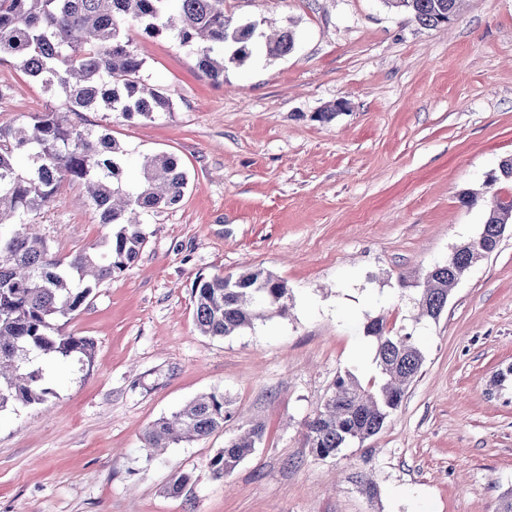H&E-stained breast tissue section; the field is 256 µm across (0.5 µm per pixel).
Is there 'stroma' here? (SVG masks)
I'll list each match as a JSON object with an SVG mask.
<instances>
[{
    "label": "stroma",
    "mask_w": 512,
    "mask_h": 512,
    "mask_svg": "<svg viewBox=\"0 0 512 512\" xmlns=\"http://www.w3.org/2000/svg\"><path fill=\"white\" fill-rule=\"evenodd\" d=\"M232 25L291 28L284 57L255 47L201 77L168 34L135 35L148 83L174 109L152 119L87 112L130 162L174 155L182 200L144 217L147 241L124 272L61 319L92 359L50 362L45 403L0 412V512H496L512 487V237L474 263L438 322L391 423L327 459L302 434L337 375L373 374L363 325L409 313L398 275L446 259L480 232L459 202L512 156V0H469L422 28L383 0H224ZM0 125L51 100L0 63ZM331 122L316 114L337 101ZM80 184L38 215L53 251L109 232ZM273 272L285 315L212 339L195 326L196 277ZM214 390L236 411L223 431L154 453L143 435ZM261 425L227 477L210 467L239 426ZM192 482L167 490L176 473ZM367 474L373 496L359 490Z\"/></svg>",
    "instance_id": "35a3bbf8"
}]
</instances>
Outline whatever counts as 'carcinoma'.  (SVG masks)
<instances>
[{"label":"carcinoma","instance_id":"carcinoma-1","mask_svg":"<svg viewBox=\"0 0 512 512\" xmlns=\"http://www.w3.org/2000/svg\"><path fill=\"white\" fill-rule=\"evenodd\" d=\"M410 12L426 28L457 17L465 0H384ZM173 34L197 56L198 69L214 84L224 82V54L246 61L256 30L232 27L224 0H0V63L12 62L62 100L17 123L0 126V412L17 404L47 401L44 369L34 358H89L93 344L65 335L57 321L78 311L94 288L130 267L146 240L142 216L181 201L188 177L178 159L158 153L139 163L135 185L126 178L127 152L110 134L83 126L84 112H110L117 119H152L173 111L172 94L143 78L144 61L131 31ZM270 56L295 46L291 30L264 36ZM21 160L25 169L18 168ZM69 180L85 186L99 223L112 232L90 247L68 254L52 251L37 232L36 216ZM512 224V199L485 206L480 235L457 247L448 259L417 275H399L415 314L412 325L395 328L383 317L363 326L375 346L374 379L364 384L347 370L305 423V436L318 458L340 453L378 434L402 406L420 373L424 353L417 326L439 320L448 297L478 256L494 253L500 228ZM196 326L210 337L252 329L256 321L283 315L288 287L271 272L197 277L192 286ZM235 412L224 394H203L144 434L156 452L172 444L205 438L224 429ZM263 429L240 430L211 461L215 476L230 475L260 442Z\"/></svg>","mask_w":512,"mask_h":512}]
</instances>
